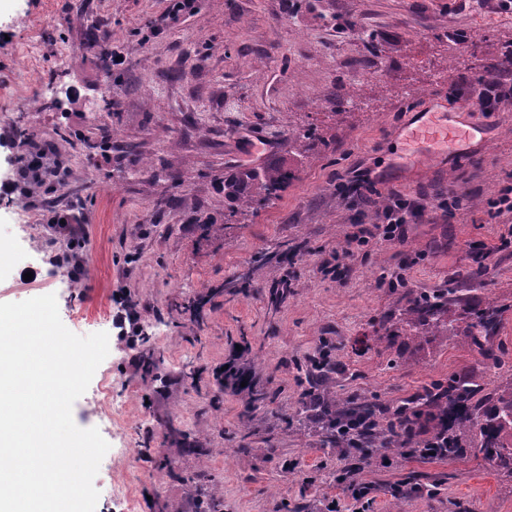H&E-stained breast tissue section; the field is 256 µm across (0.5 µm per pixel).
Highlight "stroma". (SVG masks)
Returning a JSON list of instances; mask_svg holds the SVG:
<instances>
[{
  "label": "stroma",
  "mask_w": 512,
  "mask_h": 512,
  "mask_svg": "<svg viewBox=\"0 0 512 512\" xmlns=\"http://www.w3.org/2000/svg\"><path fill=\"white\" fill-rule=\"evenodd\" d=\"M169 6L0 0V184L18 177L20 125L55 142L69 171L64 187L30 202L0 191L10 247L0 303L52 293L71 332L108 334L72 417L100 427L94 396L117 393L122 414L105 439L132 453L115 458L112 482L133 486L136 512H193L179 476L194 472L219 479L224 512H512V477L469 456L395 454L387 467L369 456L359 480L376 492L361 504L340 480L343 448L323 447L297 416V369L326 343L336 369L313 377L319 392L394 406L463 373L489 408L512 387V211L490 208L512 189V99L485 113L492 138L453 165H390L414 113L466 111L455 89L512 64V0H195L175 16ZM106 32L122 60L110 89L84 49ZM309 124L320 139L296 154L288 131ZM268 165L292 172L287 188L225 223V180ZM397 193L416 204L401 241H356ZM69 213L85 219L78 279L60 262L66 236L49 227ZM285 250L291 259L279 262ZM479 253L486 272L454 310L481 298L506 305L493 341L437 336L401 315ZM396 270L404 286L384 284ZM203 295L201 319L180 315ZM240 347L256 388L277 389L273 403L251 410L219 388ZM148 349L163 360L149 378ZM168 419L210 455H185ZM151 449L170 471L154 469Z\"/></svg>",
  "instance_id": "35a3bbf8"
}]
</instances>
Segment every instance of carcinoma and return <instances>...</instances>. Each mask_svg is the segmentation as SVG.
<instances>
[{
  "label": "carcinoma",
  "instance_id": "1",
  "mask_svg": "<svg viewBox=\"0 0 512 512\" xmlns=\"http://www.w3.org/2000/svg\"><path fill=\"white\" fill-rule=\"evenodd\" d=\"M316 139L317 128L312 125L294 128L290 133V140L299 152ZM246 179L250 183L246 193L239 192L234 181L224 183V190L235 201L228 213L230 219L279 197L292 179V173L282 166H274L250 173ZM480 277L477 269L456 273L449 278L450 287L420 294L408 303L404 314L441 336H456L462 330L473 343L488 341L498 332L506 307L490 299L479 300L468 307L463 328L452 310L461 300L458 289L452 284L476 281ZM475 396L476 390L468 377L451 375L448 381L432 382L415 398L393 407L364 397L345 401L334 394H320L310 389L303 393L299 411L307 414L326 444L336 445L343 432L341 424L348 419L361 427V433L379 439L383 447L402 455L421 447L416 428L424 411L436 408L442 414L451 406L455 414L448 418V455L480 456L489 466L512 474V390L499 395L489 414ZM197 478L196 474L181 477L193 498L194 512H223L222 497L200 490Z\"/></svg>",
  "mask_w": 512,
  "mask_h": 512
}]
</instances>
